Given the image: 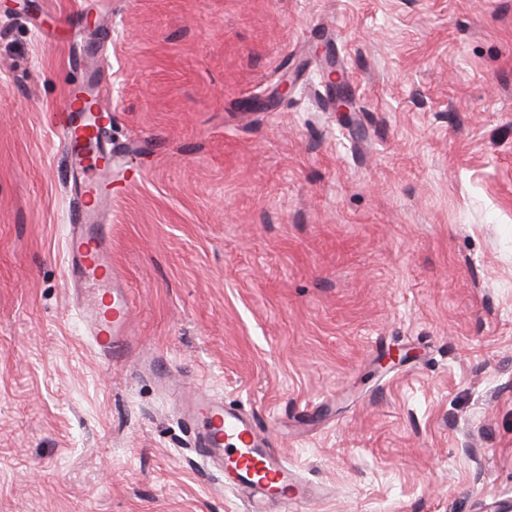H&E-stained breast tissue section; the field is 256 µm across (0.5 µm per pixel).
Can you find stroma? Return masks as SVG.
<instances>
[{"label": "stroma", "instance_id": "1", "mask_svg": "<svg viewBox=\"0 0 512 512\" xmlns=\"http://www.w3.org/2000/svg\"><path fill=\"white\" fill-rule=\"evenodd\" d=\"M96 19L140 355L270 432L295 512H512V0H0V512H250L67 282Z\"/></svg>", "mask_w": 512, "mask_h": 512}]
</instances>
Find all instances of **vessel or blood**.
Returning <instances> with one entry per match:
<instances>
[{"instance_id":"1","label":"vessel or blood","mask_w":512,"mask_h":512,"mask_svg":"<svg viewBox=\"0 0 512 512\" xmlns=\"http://www.w3.org/2000/svg\"><path fill=\"white\" fill-rule=\"evenodd\" d=\"M94 100L87 82L73 84L56 118L75 188L64 256L73 280L93 291L86 325L95 354L106 363L121 365L136 345L127 334L132 304L115 287L118 272L110 255V228L102 222L112 202V170L119 165V150L101 141L107 117L94 112ZM88 144L94 146L100 165L93 179L84 166ZM183 416L194 447L218 465L227 486L276 506L277 512L318 495V488L297 476L273 448L271 437L240 409L213 396L197 395L185 399Z\"/></svg>"}]
</instances>
